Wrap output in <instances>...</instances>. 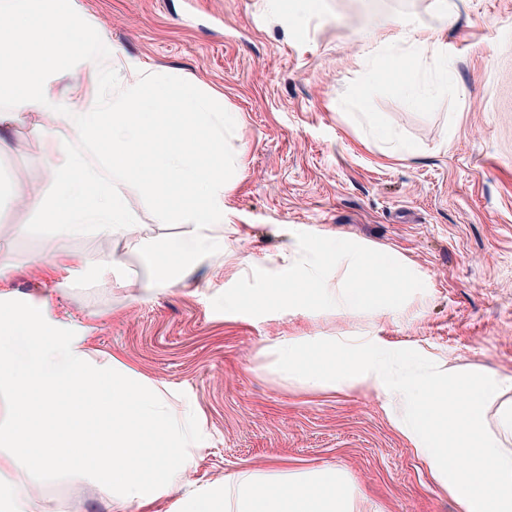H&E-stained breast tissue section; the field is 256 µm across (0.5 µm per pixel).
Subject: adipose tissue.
I'll return each mask as SVG.
<instances>
[{
  "label": "adipose tissue",
  "instance_id": "ef3b65f1",
  "mask_svg": "<svg viewBox=\"0 0 512 512\" xmlns=\"http://www.w3.org/2000/svg\"><path fill=\"white\" fill-rule=\"evenodd\" d=\"M435 12V26L396 19L394 33L378 41L373 76L394 73L411 93L406 71L445 56L441 33L457 20L452 0H435ZM80 21L77 0H0V98L43 112L61 142L112 145L97 166L73 157L51 165L53 189L33 207L41 223L61 229L53 261L80 263L68 237L86 228L131 235V178L171 198L160 223L184 227L161 251L192 259L222 250L212 229L226 215L224 134L238 113L194 81L159 77L105 33H80ZM75 60L113 95L62 112L54 86ZM49 307L46 298L20 306L0 293V396L8 408L0 420V512H27L29 471L51 481L73 468L111 487L107 512L132 503L152 512L174 488L183 492L178 512H354V488L337 465L243 472L186 490L200 446L192 411L174 415L169 394L121 360H93L82 340L60 334ZM274 354L277 374L308 391L375 390L455 512H512V375L428 363L375 336H291Z\"/></svg>",
  "mask_w": 512,
  "mask_h": 512
}]
</instances>
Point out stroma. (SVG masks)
Returning a JSON list of instances; mask_svg holds the SVG:
<instances>
[{
	"label": "stroma",
	"instance_id": "stroma-1",
	"mask_svg": "<svg viewBox=\"0 0 512 512\" xmlns=\"http://www.w3.org/2000/svg\"><path fill=\"white\" fill-rule=\"evenodd\" d=\"M82 16L126 55L163 77L191 79L240 115L224 136L226 158L246 173L228 191V245L202 254L186 284L141 302L117 279L143 278L178 256L132 250L130 240L86 230L69 239L81 268L53 266L52 228L34 223L32 197L61 161L36 110L0 101V259L12 272L0 290L20 304L52 295L49 316L82 336L99 359L118 357L192 408L201 446L189 481L204 487L273 463L297 470L340 464L358 492L357 512H451L452 506L395 430L374 390L313 393L273 370V345L288 334L376 336L451 367L512 375V0H454L457 25L443 35L451 88L424 58L411 78L374 79L373 34L400 16L435 24L434 0H325L298 21L296 0H78ZM369 112L402 156L357 119ZM129 208L143 239H176L156 219L163 198L130 183ZM27 226L18 234V226ZM346 237L400 253L425 283L396 315L341 316L301 308L259 317L215 311L250 257L280 272L296 232ZM124 256L120 269L94 259ZM27 512H106L107 489L80 471L43 482L30 473Z\"/></svg>",
	"mask_w": 512,
	"mask_h": 512
}]
</instances>
